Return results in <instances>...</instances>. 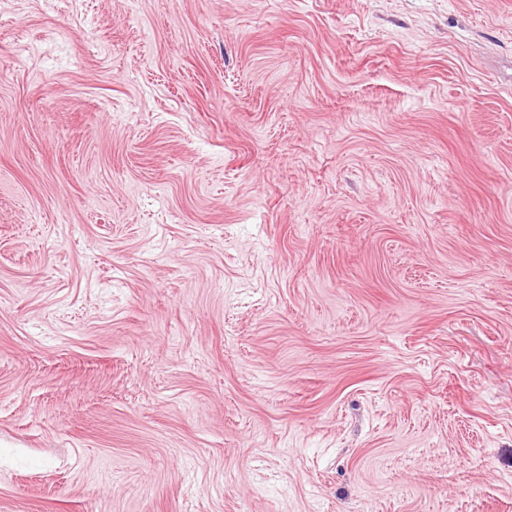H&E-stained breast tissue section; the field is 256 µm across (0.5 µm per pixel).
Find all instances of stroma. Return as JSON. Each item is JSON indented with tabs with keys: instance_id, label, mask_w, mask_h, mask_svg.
<instances>
[{
	"instance_id": "35a3bbf8",
	"label": "stroma",
	"mask_w": 512,
	"mask_h": 512,
	"mask_svg": "<svg viewBox=\"0 0 512 512\" xmlns=\"http://www.w3.org/2000/svg\"><path fill=\"white\" fill-rule=\"evenodd\" d=\"M0 512H512V0H0Z\"/></svg>"
}]
</instances>
